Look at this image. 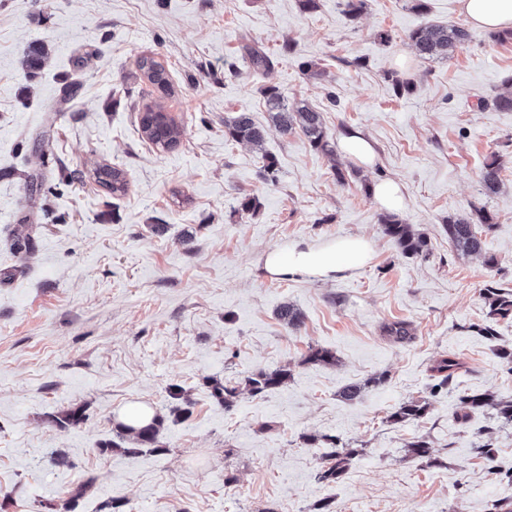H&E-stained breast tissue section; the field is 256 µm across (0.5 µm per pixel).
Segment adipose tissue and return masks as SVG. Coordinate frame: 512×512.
I'll use <instances>...</instances> for the list:
<instances>
[{
    "instance_id": "adipose-tissue-1",
    "label": "adipose tissue",
    "mask_w": 512,
    "mask_h": 512,
    "mask_svg": "<svg viewBox=\"0 0 512 512\" xmlns=\"http://www.w3.org/2000/svg\"><path fill=\"white\" fill-rule=\"evenodd\" d=\"M454 7L471 25L492 31L512 30V0H454ZM373 255L367 239L346 236L315 245L297 243L285 252L270 250L264 256V269L282 279L299 274L331 278L368 265Z\"/></svg>"
}]
</instances>
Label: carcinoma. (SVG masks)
Wrapping results in <instances>:
<instances>
[{"mask_svg":"<svg viewBox=\"0 0 512 512\" xmlns=\"http://www.w3.org/2000/svg\"><path fill=\"white\" fill-rule=\"evenodd\" d=\"M407 39L415 49L416 55L422 60L448 59L454 52L465 46L470 39L468 30L459 25H443L427 23L410 31ZM243 58L248 69L255 74L268 71L272 65V57L257 42L247 40L242 46ZM48 59V47L43 44H33L28 47L21 61V66L28 76H33L41 70ZM137 68L144 79L155 86L162 94H167L171 87L168 70L162 62L151 55H143L137 61ZM392 91L395 96L403 97L414 90L413 74L393 72L390 75ZM506 91L492 99V106L500 111H512V77L505 80ZM267 112L272 123L283 133L298 128L308 138L311 147L323 154L331 155L334 145L323 127L322 114L303 101L288 103L283 92L268 86L263 91ZM138 123L143 139L152 147L162 152L175 150L181 141L182 129L166 112L164 106L155 101L146 105L138 113ZM224 137L237 143L260 146L265 139V129L257 125L250 112L241 110L224 118ZM501 162L498 156H491L484 165L482 180L485 189L495 193L500 189ZM98 182L112 194L121 195L127 189L125 174L118 168L103 166L96 170ZM479 223L468 219L448 218L444 225L448 234V242L456 251L463 255H480L483 252L481 230L493 227L492 215L484 210H477ZM384 233L389 236L401 249L402 254L409 257L425 258L428 256V242L424 234L403 223L394 214L381 217ZM482 298L488 308L490 319L512 317V292L507 293L500 288L487 285L482 289ZM279 318L288 326L297 328L302 323V314L293 305L284 303L278 310ZM386 333L396 342H404L411 337V328L403 321H396L385 327ZM306 364H336V355L324 348H310L304 358ZM464 368L460 358L452 355L442 356L435 360L432 372L437 379L434 388L443 389L453 384L454 379ZM291 377L286 367L260 369L244 379V386L230 383L213 382V395L224 407L233 406L240 395L248 393L252 396L263 394L271 389L280 387ZM385 382V376L379 375L364 383H351L340 391V397L349 402L361 399L366 389ZM171 398L177 404L170 409L172 422L186 420L190 415V402L184 396L183 389L174 385L170 390ZM428 403L424 400H407L391 413L390 420L394 423H406L420 419L426 413ZM477 410L488 412L491 417L502 423L512 424V399L503 400L490 393H464L458 397L457 422L465 426L469 423L471 414ZM85 421V409L81 405L72 406L51 417V422L60 428L76 427ZM161 420L140 427L130 428L122 424L116 427V437L119 442L107 444L104 449L119 448L125 453L140 454L143 452L162 453L165 451L160 444L159 436ZM309 445L327 449L323 466L317 474L321 483L333 484L341 480L353 458L359 455V449L351 448L340 438L331 435L305 438ZM476 455L486 461H493L496 448L489 433H484L474 443ZM406 452L415 457L428 458L435 465L443 461L433 456L431 443L423 438H417L406 444ZM96 478H87L79 487L74 489L67 500V512H76L80 500L95 489Z\"/></svg>","mask_w":512,"mask_h":512,"instance_id":"cac0c4a2","label":"carcinoma"}]
</instances>
